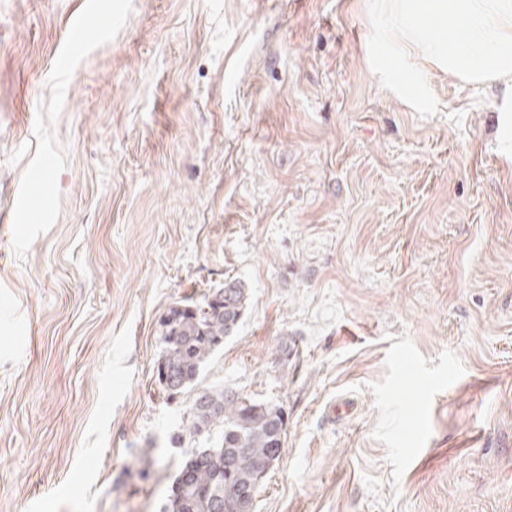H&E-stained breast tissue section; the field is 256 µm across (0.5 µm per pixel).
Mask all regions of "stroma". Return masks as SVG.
Instances as JSON below:
<instances>
[{"label": "stroma", "mask_w": 512, "mask_h": 512, "mask_svg": "<svg viewBox=\"0 0 512 512\" xmlns=\"http://www.w3.org/2000/svg\"><path fill=\"white\" fill-rule=\"evenodd\" d=\"M367 0H0V512H162L193 399L283 408L255 512H512V156L502 81ZM243 318L176 398L160 319Z\"/></svg>", "instance_id": "35a3bbf8"}]
</instances>
